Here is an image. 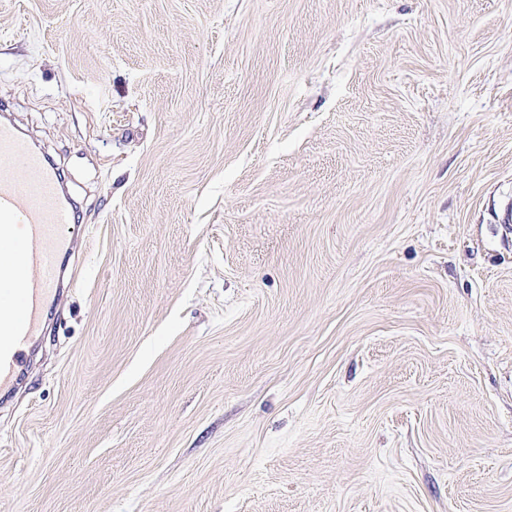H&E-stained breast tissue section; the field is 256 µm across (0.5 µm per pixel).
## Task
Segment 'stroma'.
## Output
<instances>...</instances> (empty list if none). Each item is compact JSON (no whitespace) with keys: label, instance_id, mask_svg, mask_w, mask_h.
<instances>
[{"label":"stroma","instance_id":"1","mask_svg":"<svg viewBox=\"0 0 512 512\" xmlns=\"http://www.w3.org/2000/svg\"><path fill=\"white\" fill-rule=\"evenodd\" d=\"M82 275L0 512H512V0H0Z\"/></svg>","mask_w":512,"mask_h":512}]
</instances>
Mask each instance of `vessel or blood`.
<instances>
[{
    "label": "vessel or blood",
    "mask_w": 512,
    "mask_h": 512,
    "mask_svg": "<svg viewBox=\"0 0 512 512\" xmlns=\"http://www.w3.org/2000/svg\"><path fill=\"white\" fill-rule=\"evenodd\" d=\"M72 222L57 171L0 120V265L13 273L0 287V391L14 387L46 307L62 296L60 259L74 247Z\"/></svg>",
    "instance_id": "obj_1"
}]
</instances>
